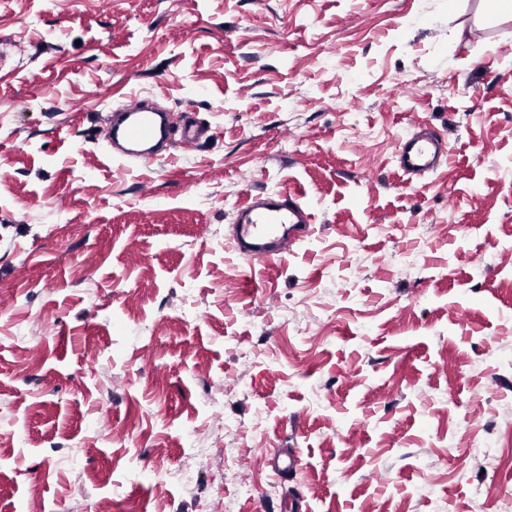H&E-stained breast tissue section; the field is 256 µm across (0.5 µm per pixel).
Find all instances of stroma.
<instances>
[{"instance_id":"35a3bbf8","label":"stroma","mask_w":512,"mask_h":512,"mask_svg":"<svg viewBox=\"0 0 512 512\" xmlns=\"http://www.w3.org/2000/svg\"><path fill=\"white\" fill-rule=\"evenodd\" d=\"M0 50V512H503L512 470L471 455L512 454V15L0 0ZM136 93L195 115L196 148L113 158L106 107ZM416 121L450 154L409 182ZM290 188L311 237L265 265L225 250L237 205ZM230 383L244 498L213 480Z\"/></svg>"}]
</instances>
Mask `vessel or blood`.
Returning <instances> with one entry per match:
<instances>
[{
    "label": "vessel or blood",
    "instance_id": "b4317fda",
    "mask_svg": "<svg viewBox=\"0 0 512 512\" xmlns=\"http://www.w3.org/2000/svg\"><path fill=\"white\" fill-rule=\"evenodd\" d=\"M165 128L156 112L145 101L132 104L112 114V135L134 146L138 164L147 166L159 158L152 143ZM448 140L433 129H423L401 136L396 141L394 158L408 179H424L446 161ZM314 224L310 208L293 192L259 193L249 197L237 209L236 223L228 240L231 249L250 263L279 261L292 248L308 238Z\"/></svg>",
    "mask_w": 512,
    "mask_h": 512
}]
</instances>
